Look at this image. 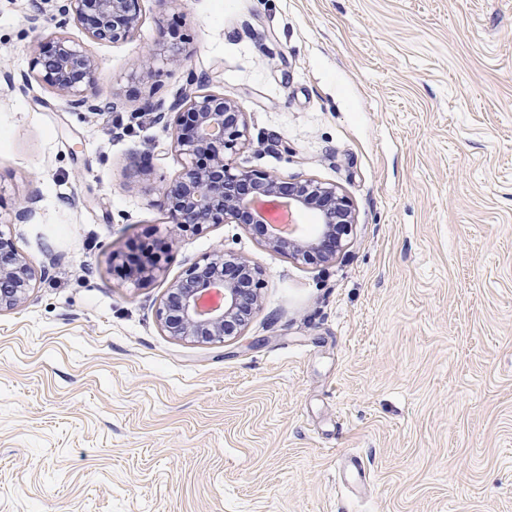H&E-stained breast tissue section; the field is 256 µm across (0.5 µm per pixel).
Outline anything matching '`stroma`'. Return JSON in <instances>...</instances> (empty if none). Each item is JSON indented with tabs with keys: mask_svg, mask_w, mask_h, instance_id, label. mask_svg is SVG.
<instances>
[{
	"mask_svg": "<svg viewBox=\"0 0 512 512\" xmlns=\"http://www.w3.org/2000/svg\"><path fill=\"white\" fill-rule=\"evenodd\" d=\"M0 0V64L50 28ZM84 42L117 110L0 80V230L42 270L0 313V512H512V0H140ZM181 65L139 80L158 35ZM239 102V165L335 183L334 263L259 229L184 233L164 278L112 255L165 233L171 103ZM37 193L30 223L14 215ZM261 272L240 335L187 343L157 310L219 245Z\"/></svg>",
	"mask_w": 512,
	"mask_h": 512,
	"instance_id": "35a3bbf8",
	"label": "stroma"
}]
</instances>
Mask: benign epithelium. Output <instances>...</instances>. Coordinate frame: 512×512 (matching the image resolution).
Wrapping results in <instances>:
<instances>
[{"instance_id": "benign-epithelium-1", "label": "benign epithelium", "mask_w": 512, "mask_h": 512, "mask_svg": "<svg viewBox=\"0 0 512 512\" xmlns=\"http://www.w3.org/2000/svg\"><path fill=\"white\" fill-rule=\"evenodd\" d=\"M50 21L57 32L50 36L48 47L35 51L24 84L47 86L67 98L76 110L114 109L112 101H102L97 94L95 59L62 30L74 23L93 42L128 40L141 22L139 0H62ZM158 56L173 65L182 61L179 47L159 42L145 56L141 80L153 78ZM147 109L161 115L183 112L184 120L174 139L183 168L162 194L169 228L161 238V252L135 264L126 275L129 281L143 285L165 276L162 253L181 233L210 224L259 227L270 249L303 263H330L343 250V236L355 223V214L335 184L315 178L289 181L236 165L235 157L250 143L247 115L237 101L197 91L176 98L166 109L151 104ZM260 203L283 206L291 215L316 213L319 225L315 234L305 237L276 230L262 217ZM35 282L36 271L28 258L0 231V312L27 303ZM258 286L256 268L220 245L171 284L158 318L176 339L222 343L239 335L248 324L259 304ZM210 290L221 293V303L203 310L200 302Z\"/></svg>"}]
</instances>
